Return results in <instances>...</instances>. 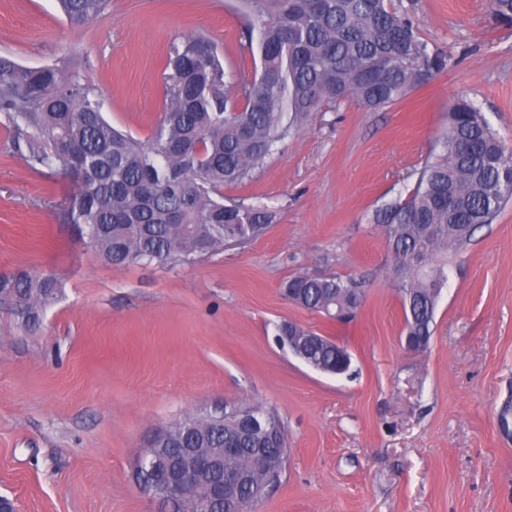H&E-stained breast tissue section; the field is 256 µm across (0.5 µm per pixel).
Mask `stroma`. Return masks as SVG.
Masks as SVG:
<instances>
[{"label":"stroma","instance_id":"obj_1","mask_svg":"<svg viewBox=\"0 0 512 512\" xmlns=\"http://www.w3.org/2000/svg\"><path fill=\"white\" fill-rule=\"evenodd\" d=\"M448 66L378 111L317 113L225 199L277 221L191 263L114 266L66 220L76 184L32 170L0 116V278L50 273L58 300L35 329L0 304V496L17 512H158L135 485L149 436L188 415L251 403L288 431V466L255 512H512V204L450 259L427 351L406 350L394 258L372 211L472 99L512 152V26L488 0H395ZM237 0H110L73 26L57 0H0V55L79 75L105 118L148 140L172 43L214 40L240 77ZM355 277L365 303L339 323L290 304V277ZM291 321L345 346L349 374L282 347Z\"/></svg>","mask_w":512,"mask_h":512}]
</instances>
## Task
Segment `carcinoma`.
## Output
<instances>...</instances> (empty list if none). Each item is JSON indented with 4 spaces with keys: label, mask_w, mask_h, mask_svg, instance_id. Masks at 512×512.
I'll return each instance as SVG.
<instances>
[{
    "label": "carcinoma",
    "mask_w": 512,
    "mask_h": 512,
    "mask_svg": "<svg viewBox=\"0 0 512 512\" xmlns=\"http://www.w3.org/2000/svg\"><path fill=\"white\" fill-rule=\"evenodd\" d=\"M78 25L97 19L107 0H59ZM243 47L257 52L252 78H235L211 39L190 34L167 55L166 100L145 143L103 116L94 92L55 67L29 69L0 57V111L15 133V148L36 170L81 166L84 175L68 210L69 222L91 233L100 256L114 266L160 257L192 262L220 249L243 247L274 223L272 211L224 203L222 188L252 177L290 135L328 104L353 102L379 110L423 86L446 67L431 52L406 11L391 0H241ZM490 16L512 23V0H490ZM27 94L20 96L17 90ZM414 170L409 195L377 207L369 223L383 234L394 258V279L404 313V335L430 344L438 298L448 279V258L471 242L476 227L490 224L512 200V153L476 104L457 98L448 130ZM0 289L19 296L21 323L36 325L57 300L54 277L20 272L0 279ZM282 294L300 306L339 321L353 320L365 298L354 278L288 279ZM278 335L295 336L327 370L347 348L284 321ZM261 415L262 427L238 430L237 413ZM209 415L188 416L174 426L194 430L180 442H198L195 428L209 430L208 447L231 443L224 472H243L250 483L231 489L239 512H253L252 484L265 474L252 466L253 449L272 462L288 451L281 420L260 407L239 403L224 412V431Z\"/></svg>",
    "instance_id": "cac0c4a2"
}]
</instances>
